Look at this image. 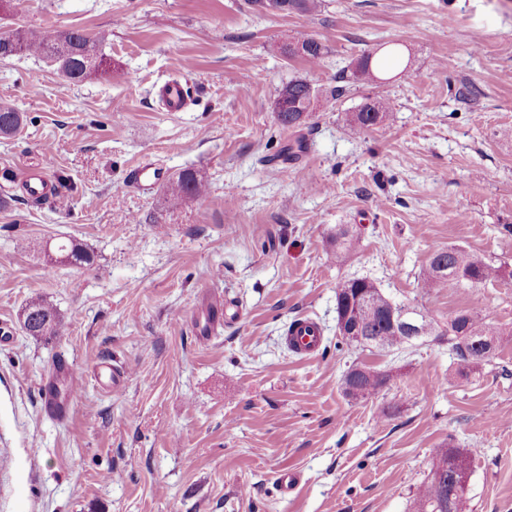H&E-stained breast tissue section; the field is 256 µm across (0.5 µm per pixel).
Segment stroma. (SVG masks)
Returning a JSON list of instances; mask_svg holds the SVG:
<instances>
[{
    "mask_svg": "<svg viewBox=\"0 0 512 512\" xmlns=\"http://www.w3.org/2000/svg\"><path fill=\"white\" fill-rule=\"evenodd\" d=\"M0 29L77 30L102 59L70 87L47 59L0 60V103L24 115L0 138V512H413L446 446L469 455L471 512H512V0H322L313 15L0 0ZM305 37L326 45L320 64L281 53ZM388 45L399 67L341 79ZM295 78L323 95L287 129L275 103ZM169 80L187 111L162 105ZM378 100L385 125L357 131L353 113ZM147 160L198 172L207 194L138 192L129 173ZM42 163L55 197L35 206L23 178ZM340 224L361 227L341 256ZM62 239L91 265L68 262ZM451 246L502 278L424 291ZM350 277L441 329L461 310L486 317L504 331L496 358L461 376L433 336L337 348L335 284ZM34 300L61 335L22 331ZM306 317L324 341L301 358L284 336ZM62 359L76 394L57 421L42 380ZM102 362L120 390L96 382ZM353 365L389 375L378 398L346 396ZM285 467L300 474L287 493Z\"/></svg>",
    "mask_w": 512,
    "mask_h": 512,
    "instance_id": "1",
    "label": "stroma"
}]
</instances>
